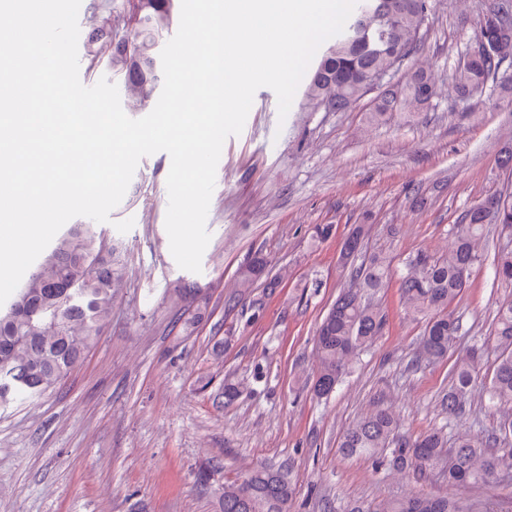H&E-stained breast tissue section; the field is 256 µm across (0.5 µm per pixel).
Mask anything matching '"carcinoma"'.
Instances as JSON below:
<instances>
[{
    "instance_id": "1",
    "label": "carcinoma",
    "mask_w": 512,
    "mask_h": 512,
    "mask_svg": "<svg viewBox=\"0 0 512 512\" xmlns=\"http://www.w3.org/2000/svg\"><path fill=\"white\" fill-rule=\"evenodd\" d=\"M138 19L116 0H91L88 71L105 61L122 77L125 95L137 106L152 97L158 80L157 49L171 25V0H139ZM431 0H360L336 42L321 54L306 78L302 109L342 112L359 101L360 90L394 62L417 51L419 15H429ZM431 82L423 70L402 85H385L369 120L378 122L401 106L424 104L418 83ZM512 83V37L497 40L496 55L479 63L464 61L451 84L461 97L480 85ZM489 224L512 227V193L493 194L467 208L451 230L448 252L435 257L418 251L405 264L399 288L407 315L424 322L420 345L410 365L416 369L448 357L460 330L448 305L466 288L479 260L478 244ZM369 228L357 224L345 239L340 261L348 281L316 328L320 360L314 382L318 396L334 392L356 355L384 330L387 315L370 296L387 287L394 274L385 251L367 252ZM104 234L91 222L72 224L43 254L15 296L0 305V408L18 394L37 398L55 387L79 365L112 317L113 296L122 273L114 251L103 250ZM498 278L512 282V250L493 259ZM267 261L255 255L240 272V300L266 276ZM494 342L497 364L483 394L492 406H512V301L497 310ZM480 352L472 348L458 357L452 384L442 397L448 418L466 411L479 376ZM340 448L347 456H365L379 465L416 475L435 472L448 486L495 483L512 469V415L500 436L482 439L460 434L453 445L440 431L413 438L399 433L395 414L376 407L343 433ZM294 493L291 467L258 468L241 481L224 486L221 512H288ZM350 512H475L459 500L423 495L392 499L376 507L355 505Z\"/></svg>"
}]
</instances>
